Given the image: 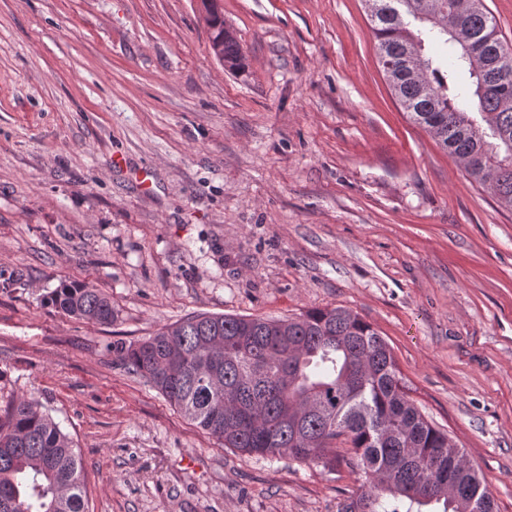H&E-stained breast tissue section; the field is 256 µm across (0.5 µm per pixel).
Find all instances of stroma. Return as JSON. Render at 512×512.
<instances>
[{
    "instance_id": "stroma-1",
    "label": "stroma",
    "mask_w": 512,
    "mask_h": 512,
    "mask_svg": "<svg viewBox=\"0 0 512 512\" xmlns=\"http://www.w3.org/2000/svg\"><path fill=\"white\" fill-rule=\"evenodd\" d=\"M221 7L239 73L201 0H0V409L69 434L87 512H339L359 472L224 447L112 344L342 307L512 512V209L409 119L365 0ZM62 281L114 322L44 305ZM206 12L207 17L205 20L212 32L213 40L214 42H219V44L223 46L222 52L224 55L220 53L219 47L217 48L219 61L226 67L231 68L230 64L224 60L225 57L233 65L239 68L242 61L240 47L235 38L224 39V36L233 37L228 29H224V15L219 11L218 6L211 10L207 6Z\"/></svg>"
}]
</instances>
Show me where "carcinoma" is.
<instances>
[{
	"label": "carcinoma",
	"mask_w": 512,
	"mask_h": 512,
	"mask_svg": "<svg viewBox=\"0 0 512 512\" xmlns=\"http://www.w3.org/2000/svg\"><path fill=\"white\" fill-rule=\"evenodd\" d=\"M368 0L379 62L410 120L428 131L470 177L512 208V49L494 17L473 0ZM433 11L441 27L411 22ZM206 23L224 57L241 66L224 15ZM478 43L471 59L466 46ZM46 304L99 324L115 320L111 300L62 282ZM114 362L156 388L185 418L224 447L263 458L288 456L331 467L344 437L346 464L365 481L341 512H495L483 478L448 432L405 392L393 351L371 324L336 307L288 319L200 313L155 335L112 343ZM0 512H85L73 441L30 398L0 418Z\"/></svg>",
	"instance_id": "carcinoma-1"
}]
</instances>
